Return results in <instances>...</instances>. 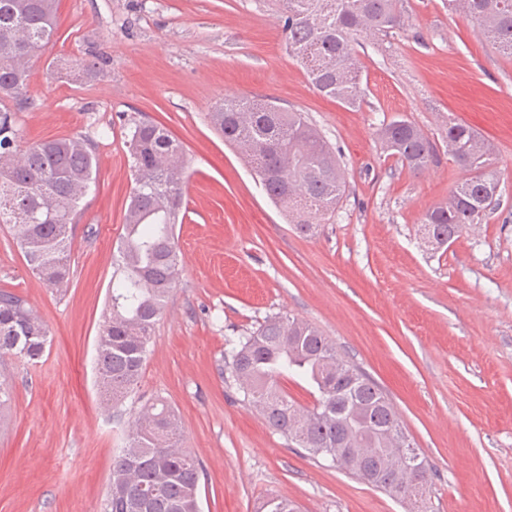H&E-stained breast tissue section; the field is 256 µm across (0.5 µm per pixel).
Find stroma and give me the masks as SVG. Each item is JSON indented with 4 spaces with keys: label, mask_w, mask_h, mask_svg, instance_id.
I'll use <instances>...</instances> for the list:
<instances>
[{
    "label": "stroma",
    "mask_w": 512,
    "mask_h": 512,
    "mask_svg": "<svg viewBox=\"0 0 512 512\" xmlns=\"http://www.w3.org/2000/svg\"><path fill=\"white\" fill-rule=\"evenodd\" d=\"M284 18V0H60L56 41L16 117L28 144L87 139L98 168L66 293L34 276L0 227V290L22 296L51 338L39 362L0 365L13 391L0 412V512H102L112 456L158 399L202 465L201 512H259L271 495L301 512H411L294 447L245 400L230 351L275 315L316 326L383 388L431 469L428 512H512V59L445 0H409L403 29L359 38L364 100L348 108L288 56ZM98 56L95 77L46 76L51 59ZM227 97L303 112L335 148L348 190L314 234L289 224L212 128ZM398 117L438 146L422 172L381 147L378 127ZM452 119L493 145L501 197L483 224L435 249L417 229L462 177L439 146ZM136 120L184 146L181 275L136 388L110 410L95 344L135 186Z\"/></svg>",
    "instance_id": "stroma-1"
}]
</instances>
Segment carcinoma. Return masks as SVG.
I'll use <instances>...</instances> for the list:
<instances>
[{
    "label": "carcinoma",
    "instance_id": "cac0c4a2",
    "mask_svg": "<svg viewBox=\"0 0 512 512\" xmlns=\"http://www.w3.org/2000/svg\"><path fill=\"white\" fill-rule=\"evenodd\" d=\"M284 41L324 96L354 107L362 72L354 55L361 32L387 35L404 24L407 0H286ZM59 0H0V224L10 225L26 261L49 288L70 278L73 226L95 183L97 159L78 135L21 144L15 106L27 95L31 68L52 47ZM464 14L481 35L512 57V0H465ZM75 77L100 72L97 60L77 59ZM210 120L252 164L268 196L292 213L302 232L336 209L347 182L330 145L303 113L269 103L218 106ZM385 151L412 171L426 168L436 146L417 126L393 119L379 130ZM445 149L466 173L448 199L421 219L424 239L441 248L486 220L500 195L494 150L471 127L448 123ZM135 187L125 233L112 254L108 309L96 340L95 372L105 401L118 405L134 389L156 321L181 273L174 232L183 206V145L163 125L139 120L126 141ZM49 329L26 300L0 290V359L35 363L49 346ZM231 376L268 426L310 456L369 482L397 500L426 504L431 493L426 458L410 470L396 454L413 446L384 391L346 360L311 324L291 316L268 318L241 337ZM306 378L313 403L288 397L280 379ZM202 467L183 447L182 427L163 402L131 422L112 462L104 512H200ZM263 512H297L270 496Z\"/></svg>",
    "mask_w": 512,
    "mask_h": 512
}]
</instances>
